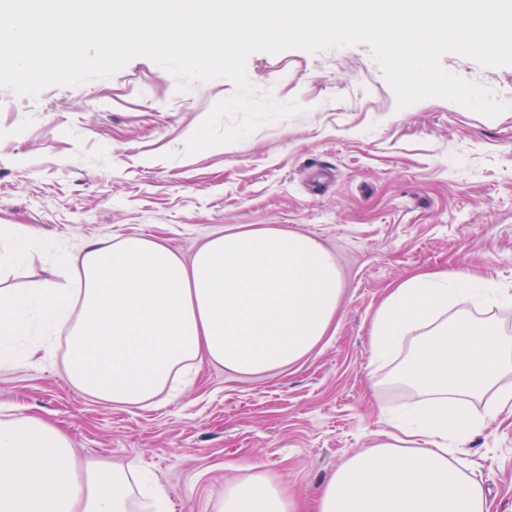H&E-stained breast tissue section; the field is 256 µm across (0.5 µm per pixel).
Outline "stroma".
Masks as SVG:
<instances>
[{"label":"stroma","mask_w":512,"mask_h":512,"mask_svg":"<svg viewBox=\"0 0 512 512\" xmlns=\"http://www.w3.org/2000/svg\"><path fill=\"white\" fill-rule=\"evenodd\" d=\"M442 65L505 110L487 118L441 98L397 109L364 44L251 54L253 95L302 113L191 155L189 137L235 94L229 79L181 92L138 57L34 97L0 88V225H22L40 243L0 269L5 285L52 278L47 244L74 253L140 233L188 260L211 232L236 226L315 238L335 253L343 283L327 335L287 369L240 377L202 363L176 399L117 405L69 384L62 343L50 361L0 363V418L55 423L80 462L138 463L166 489L167 512H213L225 483L255 466L310 500L417 399L372 361L371 319L389 288L434 270L512 287V66L456 54ZM462 459L489 489L491 512H512V413L487 421Z\"/></svg>","instance_id":"stroma-1"}]
</instances>
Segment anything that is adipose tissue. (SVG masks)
I'll list each match as a JSON object with an SVG mask.
<instances>
[{
  "mask_svg": "<svg viewBox=\"0 0 512 512\" xmlns=\"http://www.w3.org/2000/svg\"><path fill=\"white\" fill-rule=\"evenodd\" d=\"M55 277L0 286V361L68 345L67 380L101 401L178 395L188 370L214 362L257 376L285 369L326 336L342 290L335 257L281 228L213 232L191 262L138 234L53 255ZM512 308V288L469 273H420L391 289L370 328L372 359L420 395L416 419L391 421L319 491L315 512H490L488 492L456 463L487 418L512 411V337L473 307ZM409 354H402V347ZM487 401L485 414L472 411ZM135 462L77 463L70 440L35 416L0 420V512H130ZM214 512H297L278 479L228 483Z\"/></svg>",
  "mask_w": 512,
  "mask_h": 512,
  "instance_id": "ef3b65f1",
  "label": "adipose tissue"
}]
</instances>
